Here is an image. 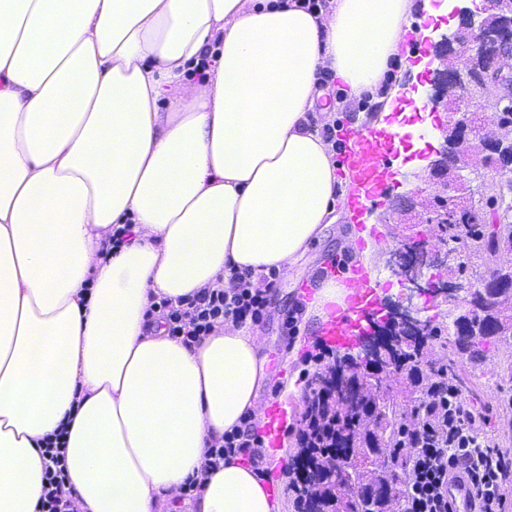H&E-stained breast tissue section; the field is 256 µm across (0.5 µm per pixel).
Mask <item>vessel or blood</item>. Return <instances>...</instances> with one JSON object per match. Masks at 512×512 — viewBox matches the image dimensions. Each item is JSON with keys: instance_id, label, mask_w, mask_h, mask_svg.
<instances>
[{"instance_id": "b4317fda", "label": "vessel or blood", "mask_w": 512, "mask_h": 512, "mask_svg": "<svg viewBox=\"0 0 512 512\" xmlns=\"http://www.w3.org/2000/svg\"><path fill=\"white\" fill-rule=\"evenodd\" d=\"M342 137L355 144L354 149L347 151L343 164L358 184L359 190L353 195L351 204L360 209L387 189L390 172L385 161L397 153L401 140L396 135H385L372 129H347ZM370 281L367 271L358 272L343 307L330 312L320 326L318 335L322 342L333 346H350L358 342L366 316L377 306L378 290ZM289 414L286 402L278 399L268 402L261 433L270 450H278ZM448 503L452 512H477L479 508L469 478L455 470L448 473Z\"/></svg>"}]
</instances>
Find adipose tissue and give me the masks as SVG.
<instances>
[{"label": "adipose tissue", "instance_id": "1", "mask_svg": "<svg viewBox=\"0 0 512 512\" xmlns=\"http://www.w3.org/2000/svg\"><path fill=\"white\" fill-rule=\"evenodd\" d=\"M415 8L0 0V512H36L62 424L77 512H168L196 477L192 512H283L239 456L207 466L262 419V336L228 321L188 346L145 312L233 268L291 275L346 192L317 78L385 127Z\"/></svg>", "mask_w": 512, "mask_h": 512}]
</instances>
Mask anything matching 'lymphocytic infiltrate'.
Listing matches in <instances>:
<instances>
[{"label": "lymphocytic infiltrate", "instance_id": "obj_1", "mask_svg": "<svg viewBox=\"0 0 512 512\" xmlns=\"http://www.w3.org/2000/svg\"><path fill=\"white\" fill-rule=\"evenodd\" d=\"M276 271L253 278L250 271L231 270L227 283L208 286L178 302L160 298L148 315L160 316L169 336L192 345L226 321L256 325L263 321ZM424 415L410 431L411 462L403 474L399 512H449L448 471L465 469L483 512H512V449L487 435L489 418L478 413L456 380L434 374L426 380ZM65 434L42 442L48 460L38 512H75V497L65 465ZM263 438L254 427L225 434L207 447L210 468L235 455L259 463Z\"/></svg>", "mask_w": 512, "mask_h": 512}]
</instances>
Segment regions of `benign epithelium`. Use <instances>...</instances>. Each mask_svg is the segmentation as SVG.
<instances>
[{"label": "benign epithelium", "instance_id": "1", "mask_svg": "<svg viewBox=\"0 0 512 512\" xmlns=\"http://www.w3.org/2000/svg\"><path fill=\"white\" fill-rule=\"evenodd\" d=\"M452 7L450 15L459 18L456 29L441 33L430 40V60L427 63L425 107L432 112H444L446 120L436 124L441 148L434 156L423 155L427 161L423 170L431 184L447 195L442 204L426 210L425 224L436 225L438 242L421 239L401 246L390 254L406 288L401 301L386 312L387 319L372 326L365 334L356 356L346 354L336 360L348 374L353 366L368 368L372 373L387 367L390 354L404 341H422L431 335V321L420 317L416 298L431 295L450 303L464 302L460 315L501 308V302L512 295V289L494 280V273L509 268V263L496 264L477 279L447 278L445 274L458 263V254L448 244V197L471 212L490 213V230L501 232L512 218L487 204L484 198L461 193L471 177L483 176L479 157L491 155L499 160L495 173L512 182V126L500 123L498 112L503 100L512 98V68L501 61L512 54V0H487L472 10L461 5ZM494 7L502 22L488 21L489 7Z\"/></svg>", "mask_w": 512, "mask_h": 512}]
</instances>
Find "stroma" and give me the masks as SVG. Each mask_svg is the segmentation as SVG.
Returning <instances> with one entry per match:
<instances>
[{"label":"stroma","mask_w":512,"mask_h":512,"mask_svg":"<svg viewBox=\"0 0 512 512\" xmlns=\"http://www.w3.org/2000/svg\"><path fill=\"white\" fill-rule=\"evenodd\" d=\"M436 114L430 112H406L404 105H396L390 122L404 126L406 137L395 155V168H392V181L381 198L368 204L373 215L385 216L383 235L388 238L390 247L419 239V222L426 205L434 193L432 185L415 179L414 174L421 168L418 152L439 148L440 141L434 129ZM336 221L327 225L321 235L313 241L309 251L297 263L290 279H278L270 294V303L277 309L276 314L266 315L259 331L263 336L264 353L267 357L269 379L260 393L261 402L283 395L285 383H293L295 390L287 395L294 407V418L284 439L289 448H297V435L301 421L307 410V397L311 391L315 375L320 368L315 356L319 352L317 329L319 319L302 317L296 329H289L285 323L289 310L299 300L303 288H317L324 280L322 266L331 258H344L356 261L358 253L348 239L347 226L351 219L343 203H336ZM483 363L470 362L461 355L454 335H442L433 340L425 352L429 362L454 361L456 373L465 395L475 408L490 418L488 430L496 439L512 441V427L504 426L503 415L512 409L505 406L502 398L505 390L512 389V380L503 377L500 370L504 360L512 358V336L500 339L487 346Z\"/></svg>","instance_id":"35a3bbf8"}]
</instances>
